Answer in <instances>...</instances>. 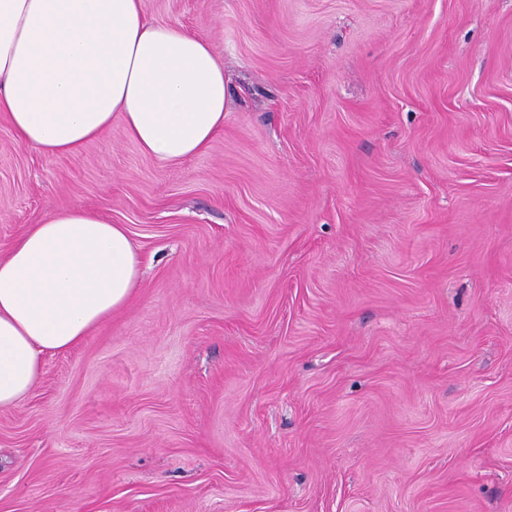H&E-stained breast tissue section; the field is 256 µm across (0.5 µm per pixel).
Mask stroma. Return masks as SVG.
<instances>
[{
    "label": "stroma",
    "instance_id": "1",
    "mask_svg": "<svg viewBox=\"0 0 512 512\" xmlns=\"http://www.w3.org/2000/svg\"><path fill=\"white\" fill-rule=\"evenodd\" d=\"M224 60L177 166L0 120V257L126 225L134 300L0 410V512H512V0H144Z\"/></svg>",
    "mask_w": 512,
    "mask_h": 512
}]
</instances>
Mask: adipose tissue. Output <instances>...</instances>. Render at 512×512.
Listing matches in <instances>:
<instances>
[{
	"label": "adipose tissue",
	"mask_w": 512,
	"mask_h": 512,
	"mask_svg": "<svg viewBox=\"0 0 512 512\" xmlns=\"http://www.w3.org/2000/svg\"><path fill=\"white\" fill-rule=\"evenodd\" d=\"M224 63L206 40L149 19L143 0H0V117L16 140L72 155L120 122L175 166L224 128ZM142 259L126 225L77 206L28 225L0 258V409L44 355L69 350L133 299Z\"/></svg>",
	"instance_id": "obj_1"
}]
</instances>
